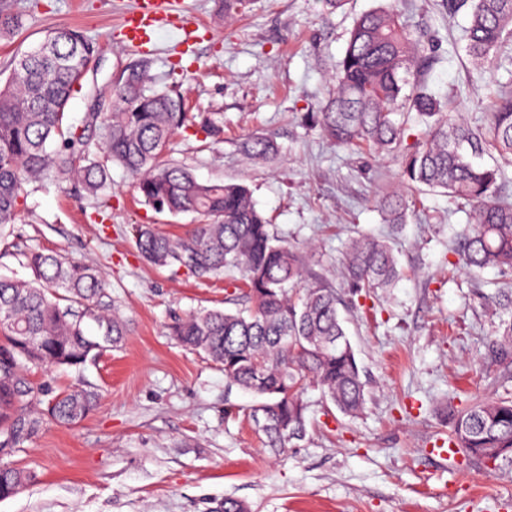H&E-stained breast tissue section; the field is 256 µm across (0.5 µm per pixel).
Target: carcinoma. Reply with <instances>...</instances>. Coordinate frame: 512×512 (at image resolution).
I'll return each mask as SVG.
<instances>
[{
    "instance_id": "carcinoma-1",
    "label": "carcinoma",
    "mask_w": 512,
    "mask_h": 512,
    "mask_svg": "<svg viewBox=\"0 0 512 512\" xmlns=\"http://www.w3.org/2000/svg\"><path fill=\"white\" fill-rule=\"evenodd\" d=\"M450 15L468 16L466 55L480 68L512 46V0H442ZM22 14L0 0V40L15 37ZM84 32L59 28L37 47L15 55L0 85V229L15 223L24 185L51 178L99 198L116 163L134 178L144 205L157 213L196 215L197 224L174 239L141 224L135 245L156 267L186 269L200 279L240 271L244 302L234 312L207 309L178 318L171 335L219 364L229 383L267 401L252 409L265 446L283 453L304 439L307 406L301 393L314 384L347 416L365 404V382L340 317L336 291L307 278L305 256L281 243L240 183L197 180L168 159L180 130L200 126L222 139L213 113L186 111L176 87H160L147 53L131 60L87 116L90 136L67 124V107L94 57ZM418 43L402 20L400 0L362 13L324 98L307 124L345 147L386 156L400 167L404 188L372 204L388 224H402L428 189L474 208L473 223L456 252L469 272L512 269V202L502 198L512 166V90L490 88L485 123L474 128L418 79ZM430 119L408 134L405 114ZM412 143H407L408 137ZM255 161L276 155L272 138L255 134L241 144ZM497 154L499 162L476 159ZM351 288L384 290L399 276L393 248L372 236L353 240L344 257ZM33 279L0 277V500L18 494L32 472L3 463L36 435L45 420L74 425L98 405L99 394L74 387L58 394L36 385L31 368L76 369L121 347L124 319L112 312L100 269L55 252L28 258ZM512 313V291L486 295ZM46 408H41V405ZM452 438L478 459L512 460V400L479 401L451 414Z\"/></svg>"
}]
</instances>
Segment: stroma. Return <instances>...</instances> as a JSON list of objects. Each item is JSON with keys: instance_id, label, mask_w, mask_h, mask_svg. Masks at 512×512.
<instances>
[{"instance_id": "obj_1", "label": "stroma", "mask_w": 512, "mask_h": 512, "mask_svg": "<svg viewBox=\"0 0 512 512\" xmlns=\"http://www.w3.org/2000/svg\"><path fill=\"white\" fill-rule=\"evenodd\" d=\"M29 2L15 0L25 24L0 46V80L14 54L47 31L81 28L98 45L68 106L69 123L82 127L96 94H109L136 54L122 30L134 0H39L34 11ZM384 2L346 0L329 15L321 0H252L246 13L228 16L219 0H177L174 25L153 50L158 82L180 85L192 112L224 121L223 142L191 128L176 137L171 159L199 181L248 186L275 235L341 298L368 391L361 413L343 415L306 386L304 440L281 454L263 447L249 419L260 397L227 384L221 367L168 330L193 311L236 310L240 272L203 280L157 270L135 248L138 225L177 236L195 215L144 206L118 165L96 199L32 183L0 235V274L31 279L26 255L39 250L100 266L127 336L82 369L33 372L34 382L58 390L96 389L101 401L78 424L44 425L13 455L34 478L0 500V512H214L227 497L249 512H512V462L429 454L452 435L449 405L512 397V362L495 345L500 318L482 300L512 287V270L471 275L455 267L468 215L443 193L423 192L405 223H384L371 199L400 188L399 168L336 146L301 121L322 98L354 19ZM404 21L432 58L421 80L456 93L459 112L480 125L486 83L512 84V56L487 73L473 68L463 50L466 19L448 17L441 0H407ZM181 22L197 27L194 42L182 43ZM255 133L272 136L274 162L242 155L241 142ZM361 235L392 246L400 270L392 288L352 294L342 262Z\"/></svg>"}]
</instances>
